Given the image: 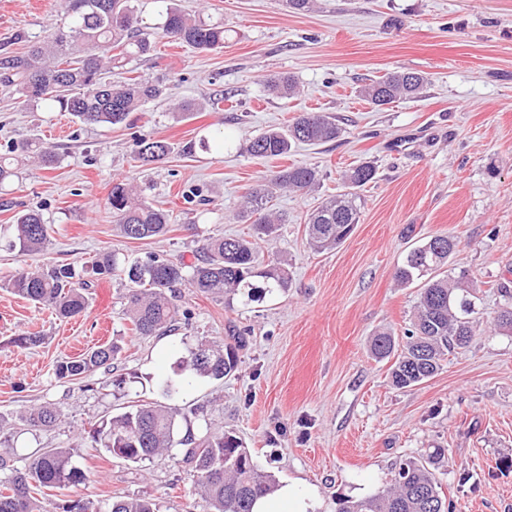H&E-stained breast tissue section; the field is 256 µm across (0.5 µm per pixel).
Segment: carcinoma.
I'll return each instance as SVG.
<instances>
[{
	"label": "carcinoma",
	"mask_w": 512,
	"mask_h": 512,
	"mask_svg": "<svg viewBox=\"0 0 512 512\" xmlns=\"http://www.w3.org/2000/svg\"><path fill=\"white\" fill-rule=\"evenodd\" d=\"M136 0H72L64 22L32 41L23 30L15 41L27 44L17 52L6 42L0 44V85L13 90L24 102L42 105L49 111L67 112L82 124L112 127L125 124L131 115L163 95V88L139 77L120 84L106 79L114 68H125L153 50L154 33L143 27ZM161 3V37L196 50L224 47L228 31L224 21L192 16ZM425 78L413 71H398L367 85L361 94L379 107L396 100L420 98ZM267 91L286 97L295 85L287 75L266 81ZM345 129L327 112H304L285 130L270 129L254 137L247 152L261 158L282 157L296 142L326 143L340 138ZM173 151L165 140L138 138L134 156L143 166L163 162ZM51 170L59 162L55 150L35 141H20L0 153V185L18 176L19 166L29 158ZM376 169L369 163L345 171V190L326 199L307 218L309 246L317 251L332 249L349 237L359 221V196L354 189L371 182ZM318 181V172L306 165H292L275 172L268 180L250 188L245 195L241 218L254 225L251 236H209L202 239L195 262L150 254L130 259L116 251L104 252L91 263L92 273H119L127 280L123 309L131 331L138 336H168L176 330L173 303L176 288L186 285L200 295L240 296L245 302L261 301L288 289V271L278 263L257 264V240L272 239L286 217L272 208L273 197L284 190L303 194ZM109 211L117 231L126 239L144 240L164 236L170 229L167 211L148 204L134 186L117 180L108 196ZM9 247L22 254H37L49 243V226L38 208L17 212ZM459 242L448 236H434L410 249L397 269L401 285L420 286L406 341L400 345L389 332H379L371 340V353L379 360L394 358L390 366L393 387L405 389L433 377L448 359V353L470 343L473 336L474 302L468 298L465 276L442 273ZM85 268L71 264L49 265L23 270L8 283L10 290L35 304L52 309L62 319L83 315L88 307L89 280ZM243 345H220L199 341L180 361L183 377L163 378L159 388L171 397L198 378L220 381L234 374ZM122 347L106 343L77 357L56 362L54 373L60 380H81L98 370L112 368ZM180 409L162 404H135L93 426L88 438L94 448L111 455L121 449L119 459L140 463L183 446L182 462L192 472L194 491L205 499L211 512H252L256 497L272 491V473L262 471L240 437L231 431L209 428L195 433L186 426L180 433ZM62 410L54 405L34 407L12 420L0 416V512H51L37 497L44 489H62L87 480L68 448H40L28 457L25 467L10 465L15 430L37 432L62 420ZM444 449L435 448L418 457L401 460L390 486L371 496L336 499V512H452V503L441 491L435 466ZM108 512H158L156 504L144 498L114 497Z\"/></svg>",
	"instance_id": "1"
}]
</instances>
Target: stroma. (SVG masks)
<instances>
[{"mask_svg":"<svg viewBox=\"0 0 512 512\" xmlns=\"http://www.w3.org/2000/svg\"><path fill=\"white\" fill-rule=\"evenodd\" d=\"M71 0H0V43L19 30L41 39L63 21ZM176 7L223 20V48L199 52L156 40L134 62L136 76L167 91L129 125L84 126L68 113L33 110L0 86V147L37 138L56 149V168L23 166L0 190L15 208H40L50 244L39 254L9 250L0 210V283L23 269L82 265L104 251L137 258L151 253L193 261L195 236H246L238 211L249 188L291 164L317 168L306 195L278 194L273 206L288 221L259 242L258 259L279 261L290 276L285 295L243 305L181 288L183 318L171 335L138 337L122 315L126 287L93 276L84 316L61 319L0 286V415L43 403L65 419L15 440L14 466L36 448H68L84 483L53 490L61 507L72 499L108 512L113 497L152 500L159 512H209L171 455L134 464L93 450L87 429L123 412L129 402L188 409L191 425L237 433L259 467L277 481L317 487L322 512H336L341 494L373 495L389 487L401 459L444 448L436 469L454 512H512V335L495 330L500 285L512 287V0H316L296 12L283 0H174ZM422 74L420 99L376 107L360 89L386 73ZM291 76L294 95L268 93L263 81ZM195 102L189 114L177 102ZM301 112H329L346 133L323 144L296 145L288 157L261 159L245 147L260 133L286 126ZM163 139L176 149L160 164L135 161L133 140ZM208 138L209 150L198 149ZM368 162L374 180L359 191V222L338 248L310 249L306 218L342 191V175ZM141 186L148 201L169 210V232L149 240L119 235L107 210L115 178ZM436 235L460 242L447 265L467 272L475 301V336L449 355L442 370L399 390L390 363L370 351L380 331L402 335L418 299L394 271L410 247ZM39 333L20 348L12 337ZM245 340L235 376L199 380L165 396L158 381L174 376L198 340ZM119 338L111 373L56 378L55 364ZM125 376V389L110 386ZM468 483H460V474Z\"/></svg>","mask_w":512,"mask_h":512,"instance_id":"1","label":"stroma"}]
</instances>
